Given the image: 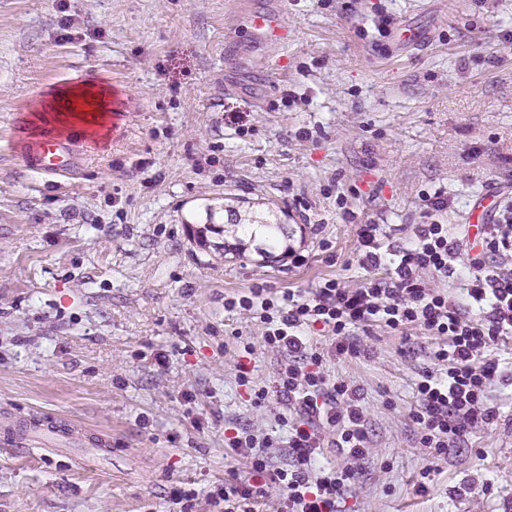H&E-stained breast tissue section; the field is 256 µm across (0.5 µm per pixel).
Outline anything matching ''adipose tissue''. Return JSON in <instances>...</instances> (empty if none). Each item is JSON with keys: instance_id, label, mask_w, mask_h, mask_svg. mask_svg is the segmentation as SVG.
Returning <instances> with one entry per match:
<instances>
[{"instance_id": "obj_1", "label": "adipose tissue", "mask_w": 512, "mask_h": 512, "mask_svg": "<svg viewBox=\"0 0 512 512\" xmlns=\"http://www.w3.org/2000/svg\"><path fill=\"white\" fill-rule=\"evenodd\" d=\"M113 100L111 88L93 81H77L43 98L35 117L40 122L54 117L61 130L79 124L95 132L110 123Z\"/></svg>"}]
</instances>
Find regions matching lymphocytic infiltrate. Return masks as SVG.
<instances>
[{"label":"lymphocytic infiltrate","mask_w":512,"mask_h":512,"mask_svg":"<svg viewBox=\"0 0 512 512\" xmlns=\"http://www.w3.org/2000/svg\"><path fill=\"white\" fill-rule=\"evenodd\" d=\"M425 202L429 220L413 226L408 243H389L375 221L359 225L358 264L367 273L359 287L326 278L308 296L291 288L274 294L257 285L225 298V310L260 322L264 347L280 356L273 385L256 383L244 369L238 379L254 406L280 405L288 462L271 466L269 451L279 445L271 435L245 431L226 437L227 447L247 458L249 472L212 493L213 504L223 505L224 512H253L272 486L281 494L279 512H342L357 478L355 463L369 452L368 422L357 389L331 377L325 366L330 354L356 353L350 339L355 328L434 337L432 365L419 375L418 404L410 414L418 444L432 457L447 455L467 433L496 419L499 409L491 405L490 392L512 380V362L486 353L512 335V270L500 264L512 259V195L499 198L480 235L462 300L444 287L458 271L462 250L460 238L441 222L450 204L438 192ZM320 336L331 349L318 346ZM328 442L349 458V466L318 465Z\"/></svg>","instance_id":"f902f5d3"}]
</instances>
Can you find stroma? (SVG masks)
Segmentation results:
<instances>
[{"mask_svg": "<svg viewBox=\"0 0 512 512\" xmlns=\"http://www.w3.org/2000/svg\"><path fill=\"white\" fill-rule=\"evenodd\" d=\"M250 2L277 5L286 43L253 38L239 0H0V430L108 440L86 469L0 444V512H171L179 489L187 512H224L211 491L247 473L225 437L282 433L238 383L242 365L272 383L277 357L225 297L357 286V222L423 223L438 191L454 226L512 189V0ZM407 28L417 45H398ZM77 77L115 90L120 119L76 172L38 174L33 104ZM246 214L286 224L306 264L189 237ZM353 341L326 364L372 429L348 512H512V384L492 392L498 420L436 460L409 419L433 339Z\"/></svg>", "mask_w": 512, "mask_h": 512, "instance_id": "1", "label": "stroma"}]
</instances>
